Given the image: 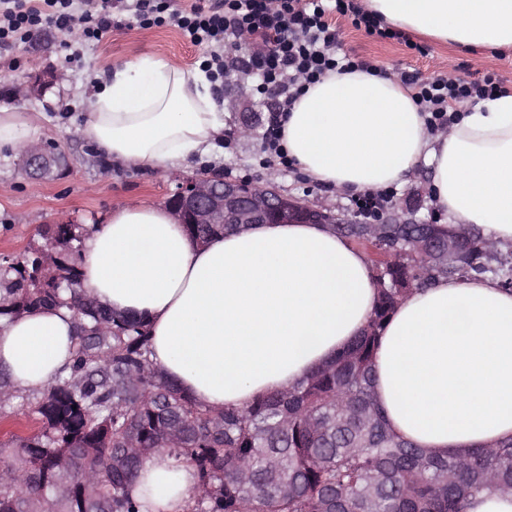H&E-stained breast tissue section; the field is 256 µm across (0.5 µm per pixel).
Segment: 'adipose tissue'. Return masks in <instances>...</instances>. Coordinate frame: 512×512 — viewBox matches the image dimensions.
<instances>
[{
	"instance_id": "ef3b65f1",
	"label": "adipose tissue",
	"mask_w": 512,
	"mask_h": 512,
	"mask_svg": "<svg viewBox=\"0 0 512 512\" xmlns=\"http://www.w3.org/2000/svg\"><path fill=\"white\" fill-rule=\"evenodd\" d=\"M369 12L435 40L512 46V0H365ZM224 110L202 69L142 58L99 83L80 131L112 163L166 172L219 150ZM287 157L344 193L384 191L431 168L437 211L512 244V90L430 133L396 78L332 72L283 126ZM85 293L144 318L152 363L213 409L243 408L331 363L372 312L366 254L322 224H257L200 244L167 209L129 204L85 241ZM76 342L73 312L42 308L0 321V372L36 394ZM375 392L391 427L443 455L512 438V293L490 278L413 291L387 325ZM194 468L156 456L132 495L138 512H187Z\"/></svg>"
}]
</instances>
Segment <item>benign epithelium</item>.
Masks as SVG:
<instances>
[{"mask_svg": "<svg viewBox=\"0 0 512 512\" xmlns=\"http://www.w3.org/2000/svg\"><path fill=\"white\" fill-rule=\"evenodd\" d=\"M57 76L33 73L18 86L23 95L40 97ZM61 154L34 145L24 154L23 173L41 180L57 176ZM181 224H345L347 220L322 207L284 193L275 183L262 186L220 175L180 177L166 200Z\"/></svg>", "mask_w": 512, "mask_h": 512, "instance_id": "benign-epithelium-1", "label": "benign epithelium"}]
</instances>
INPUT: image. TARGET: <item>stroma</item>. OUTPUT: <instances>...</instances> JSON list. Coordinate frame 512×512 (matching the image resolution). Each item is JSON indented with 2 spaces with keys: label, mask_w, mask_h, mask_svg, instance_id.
<instances>
[{
  "label": "stroma",
  "mask_w": 512,
  "mask_h": 512,
  "mask_svg": "<svg viewBox=\"0 0 512 512\" xmlns=\"http://www.w3.org/2000/svg\"><path fill=\"white\" fill-rule=\"evenodd\" d=\"M112 17L111 28L97 40L85 39L78 31L65 37L47 26L28 42L0 49V113H39L32 138L55 146L65 158L60 176L33 181L20 173L17 153H0V255H16L42 244L41 231L48 224L89 227L104 223L112 210L130 203L164 205L176 187L169 174L159 170L105 164L79 128L90 110L95 85L115 68L140 56L201 68L209 51L192 44L175 27L144 28L127 11H113ZM329 20L339 31L343 52L381 67L384 73L413 72L425 80L494 73L512 88V47L488 50L443 44L411 32L389 39L355 27L347 17L333 14ZM248 56L245 50L230 51L224 80L213 88L216 97L229 103L223 151L182 167L181 176L219 173L259 185L271 180L308 204L355 217L348 194L314 183L296 168L263 164L262 133L275 100L261 97L252 82L241 78L239 71ZM37 70L56 73L57 84L39 99L17 93V86ZM431 176L429 167L420 166L406 183L393 189L396 204L415 219L427 221L437 214L430 196Z\"/></svg>",
  "instance_id": "obj_1"
}]
</instances>
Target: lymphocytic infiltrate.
<instances>
[{
  "instance_id": "1",
  "label": "lymphocytic infiltrate",
  "mask_w": 512,
  "mask_h": 512,
  "mask_svg": "<svg viewBox=\"0 0 512 512\" xmlns=\"http://www.w3.org/2000/svg\"><path fill=\"white\" fill-rule=\"evenodd\" d=\"M141 25L161 22L176 27L197 45L211 49L205 72L211 82L224 77V50L236 40H250L254 51L245 70L258 79L257 91L275 92L280 98L263 134L267 161H286L281 143L282 124L306 86L332 71L355 68L357 62L340 51L339 32L331 13L351 17L355 26L390 37L381 21L358 0H212L209 6L183 7L173 0H122ZM83 23L88 38L101 37L112 25L105 4L90 0H0V49L28 42L40 29L53 26L73 32ZM430 130L447 129L459 118L460 104L495 98L501 91L496 76L474 79L437 78L423 81L414 74L402 77Z\"/></svg>"
}]
</instances>
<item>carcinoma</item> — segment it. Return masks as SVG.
Returning <instances> with one entry per match:
<instances>
[{
    "label": "carcinoma",
    "instance_id": "cac0c4a2",
    "mask_svg": "<svg viewBox=\"0 0 512 512\" xmlns=\"http://www.w3.org/2000/svg\"><path fill=\"white\" fill-rule=\"evenodd\" d=\"M247 224H200L197 242ZM448 251L446 224H333L368 256L377 302L334 362L245 408L213 410L149 359L143 319L80 291L86 229L48 224L54 256L0 258V319L51 305L74 310L77 342L56 381L32 395L40 426L0 444V512H137L132 487L159 454L194 467L189 512H468L512 492V438L433 455L398 435L374 391V361L391 316L440 278L494 273L499 247L475 225Z\"/></svg>",
    "mask_w": 512,
    "mask_h": 512
}]
</instances>
